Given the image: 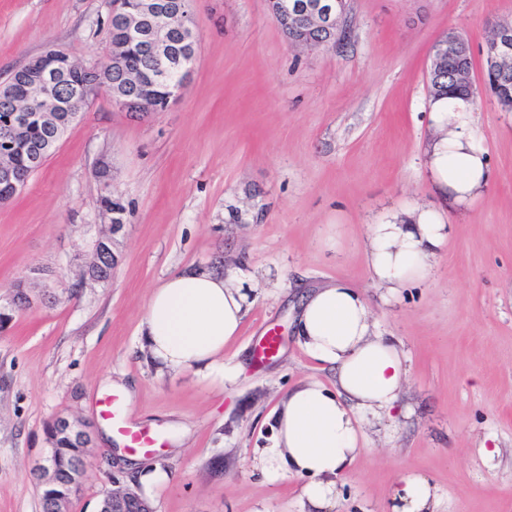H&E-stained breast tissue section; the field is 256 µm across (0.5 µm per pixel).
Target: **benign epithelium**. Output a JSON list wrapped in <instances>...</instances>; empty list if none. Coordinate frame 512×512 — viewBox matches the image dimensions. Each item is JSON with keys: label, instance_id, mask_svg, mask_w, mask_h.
<instances>
[{"label": "benign epithelium", "instance_id": "obj_1", "mask_svg": "<svg viewBox=\"0 0 512 512\" xmlns=\"http://www.w3.org/2000/svg\"><path fill=\"white\" fill-rule=\"evenodd\" d=\"M193 0H146L136 6L131 0H110L109 18L119 22L122 46L109 51L100 61L89 66H76L62 50L54 47L30 58L15 79L0 84V99L13 104L12 116L8 123L11 137L9 149L0 153V185L16 191L28 181V173L17 168L16 163L4 159L26 145L30 128L44 124L49 112L67 113V121L79 119L80 109L65 104L56 98L59 66L65 64L74 74L85 78L101 88L111 74L121 71L132 74L129 68L127 48L135 40H142L156 61V76H167L174 60L193 59L197 55L198 38L194 15L189 9ZM271 14L277 21L283 35L292 44L318 49L338 44L349 35V0H310L299 5H287L284 0H268ZM492 41L486 44L485 55L491 66L501 59L512 57V22H502L493 30ZM471 52L466 38L454 31L441 40L435 49L430 65V74L443 75L448 60L457 59ZM190 67L180 70V80L166 86V99L178 97L186 87ZM112 102L128 112H158L159 98L150 86L143 85L133 96H114ZM120 228L118 224L108 226L109 232L95 238L93 252H112V233ZM51 447H58L62 441L82 449V453L70 458L61 466L58 457L49 453L43 462L34 468V476L43 495L54 502V512H64L70 496L76 493L88 474L90 467L89 447L91 434L88 426L65 414L55 415L47 433ZM106 512H153L149 503L141 496L128 492L114 496L105 505Z\"/></svg>", "mask_w": 512, "mask_h": 512}]
</instances>
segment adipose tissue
Segmentation results:
<instances>
[{
	"label": "adipose tissue",
	"mask_w": 512,
	"mask_h": 512,
	"mask_svg": "<svg viewBox=\"0 0 512 512\" xmlns=\"http://www.w3.org/2000/svg\"><path fill=\"white\" fill-rule=\"evenodd\" d=\"M434 136L426 148V172L442 200L462 208L480 198L489 162L473 124L474 97L456 93L430 101ZM448 235L441 212L415 207L369 225L364 252L386 296L428 281ZM255 299V288L235 268H188L157 285L140 325L144 350L160 371L191 372L234 382L237 367L224 361ZM300 346L336 370V384L306 381L274 414L271 446L254 451L270 479L305 478L302 512H329L336 480L361 450L363 422L392 416L409 376L400 343L383 335L361 291L337 281L311 292L295 317Z\"/></svg>",
	"instance_id": "adipose-tissue-1"
}]
</instances>
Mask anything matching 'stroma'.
Listing matches in <instances>:
<instances>
[{
	"mask_svg": "<svg viewBox=\"0 0 512 512\" xmlns=\"http://www.w3.org/2000/svg\"><path fill=\"white\" fill-rule=\"evenodd\" d=\"M109 10V0H0V82L49 43L84 65L102 59ZM194 10L183 94L148 113L99 94L0 205V512H41L32 468L62 411L92 426L93 469L66 512H98L115 487L145 493L154 512H300L303 478L265 479L253 451L269 445L289 389L334 382L293 321L311 291L338 279L369 299L410 379L396 418L366 426L333 512H391L405 475L430 482L435 512H512V112L483 77L486 40L512 20V0H351L350 39L312 51L289 44L267 0H196ZM452 29L470 42L473 123L491 178L470 206L445 212L431 279L386 302L362 256L367 227L441 204L425 169L428 72ZM106 185L126 206L112 280L73 294L109 223L98 205ZM219 265L258 285L224 351L245 363L226 387L159 371L140 336L153 287ZM22 277L35 302L17 310L9 300ZM270 329L281 346L265 358ZM125 388L130 417L161 436L138 460L162 479L107 464L110 424L95 401ZM483 444L496 448L493 462Z\"/></svg>",
	"mask_w": 512,
	"mask_h": 512,
	"instance_id": "obj_1",
	"label": "stroma"
}]
</instances>
